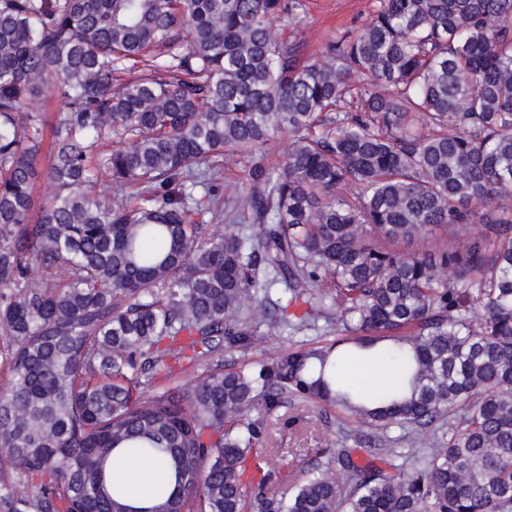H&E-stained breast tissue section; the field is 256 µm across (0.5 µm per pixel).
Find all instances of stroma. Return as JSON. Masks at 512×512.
Masks as SVG:
<instances>
[{
    "instance_id": "1",
    "label": "stroma",
    "mask_w": 512,
    "mask_h": 512,
    "mask_svg": "<svg viewBox=\"0 0 512 512\" xmlns=\"http://www.w3.org/2000/svg\"><path fill=\"white\" fill-rule=\"evenodd\" d=\"M307 8L299 24L310 51H318L328 40L349 27L365 25L373 11V0H305ZM336 324L318 323L302 331L261 326L246 355H228L225 368L249 362H268L285 349H311L335 340ZM256 417L263 421L262 453L257 460L261 469H274L275 478L267 492L287 496L289 489L307 471L325 465L329 454L345 443L354 430V420L329 404L301 397L285 396L273 408L258 404Z\"/></svg>"
}]
</instances>
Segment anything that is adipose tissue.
<instances>
[{"label":"adipose tissue","instance_id":"obj_1","mask_svg":"<svg viewBox=\"0 0 512 512\" xmlns=\"http://www.w3.org/2000/svg\"><path fill=\"white\" fill-rule=\"evenodd\" d=\"M109 476L112 482L128 487L132 491V502L136 505L153 499L157 491L171 480L163 456L136 452L114 454Z\"/></svg>","mask_w":512,"mask_h":512}]
</instances>
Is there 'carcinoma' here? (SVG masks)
Returning <instances> with one entry per match:
<instances>
[{"mask_svg": "<svg viewBox=\"0 0 512 512\" xmlns=\"http://www.w3.org/2000/svg\"><path fill=\"white\" fill-rule=\"evenodd\" d=\"M303 6L0 0V512H512V0H374L317 57ZM279 290L343 336L224 370L214 338L246 351ZM369 352L375 393L338 377ZM286 394L350 414L368 461L285 500L247 459ZM121 448L164 455L161 502L109 482Z\"/></svg>", "mask_w": 512, "mask_h": 512, "instance_id": "carcinoma-1", "label": "carcinoma"}]
</instances>
